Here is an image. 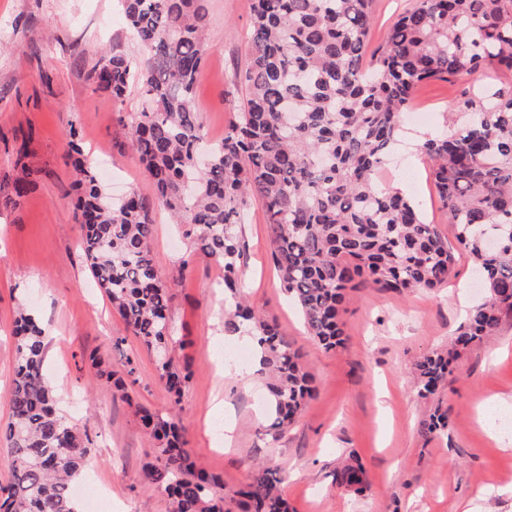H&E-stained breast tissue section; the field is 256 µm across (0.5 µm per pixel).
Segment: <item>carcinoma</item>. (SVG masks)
<instances>
[{"label": "carcinoma", "instance_id": "cac0c4a2", "mask_svg": "<svg viewBox=\"0 0 512 512\" xmlns=\"http://www.w3.org/2000/svg\"><path fill=\"white\" fill-rule=\"evenodd\" d=\"M372 0H252L249 60L233 74L245 95L224 131L207 140L194 107L197 81L211 52L202 0H123L124 24L147 53L137 63L120 51L103 57L89 75L95 89L123 99L138 85L142 110L124 135L155 187L148 202L132 193L103 200L95 172L73 163L79 246L96 286L133 336L158 358L159 377L179 402L191 373L172 364L169 291L191 272L185 259L173 281L155 269L150 242L154 211L190 226L198 249L224 268V335L246 333L264 355L270 396L267 431L283 432L314 395L300 354L275 319L248 303L237 279L243 244L237 227L255 204L270 230L280 286L326 351L343 343V305L350 291L433 290L453 276L456 255H470L487 288L446 353L414 366L422 398L441 390L453 361L472 343L494 335L512 316V82L456 101L459 116L421 150L436 196L448 210L455 245L427 222L421 206L377 174L388 159L417 85L476 71L512 73V0H415L387 32L372 63L365 52ZM6 202L28 190V172ZM10 420L3 431L11 480L0 487V512H80L72 494L86 448L59 411L45 379L47 334L24 312L15 322ZM95 374L126 390L123 369ZM145 433L158 448L145 465L151 488L171 499L170 512H289L279 491L286 477L260 466L233 493L195 470L185 431L172 418L139 409ZM448 428L436 407L420 433ZM336 485L356 493L365 471L349 457Z\"/></svg>", "mask_w": 512, "mask_h": 512}]
</instances>
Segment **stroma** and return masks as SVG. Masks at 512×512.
<instances>
[{
  "label": "stroma",
  "instance_id": "obj_1",
  "mask_svg": "<svg viewBox=\"0 0 512 512\" xmlns=\"http://www.w3.org/2000/svg\"><path fill=\"white\" fill-rule=\"evenodd\" d=\"M250 4L203 3L212 52L194 105L212 141L223 139L242 95L232 74L248 59ZM115 48L137 62L144 57L123 25L120 0H0V196L11 192L22 144L30 180L26 196L0 205V430L10 414L11 330L22 303L49 334L44 375L88 436L84 461L94 473L79 484L109 488L112 512H169L167 497L144 486L155 448L142 431L141 406L179 421L193 461L225 488L248 482L258 465L285 474L291 512H512V430L498 426L501 415L512 414V316L492 340L474 343L453 362L438 397H419L411 377L414 364L445 347L485 294L465 255L438 291H352L342 313L345 341L327 351L282 291L264 213L253 206L242 227L243 291L251 305L276 317L315 389L297 419L272 437L263 427V378L223 368L224 349L246 343L224 334L222 267L196 251L184 227L156 214L151 257L158 273L167 279L182 259L192 262L190 276L171 291L169 316L173 363L189 366L193 376L180 402L170 400L153 356L113 313L77 242L70 139L83 148L105 193L149 199L155 192L122 133L123 121L142 108L140 87L118 102L88 80ZM501 81L484 72L420 83L411 109L431 119L405 126L397 172L379 174L381 185L422 203L445 235L453 226L416 140L443 132L449 106L462 95ZM128 357L136 372L123 400L93 375L91 361L117 367ZM439 405L448 409V431L423 438L420 423ZM222 424L232 428V441L220 435ZM352 452L368 482L361 494L334 480Z\"/></svg>",
  "mask_w": 512,
  "mask_h": 512
}]
</instances>
